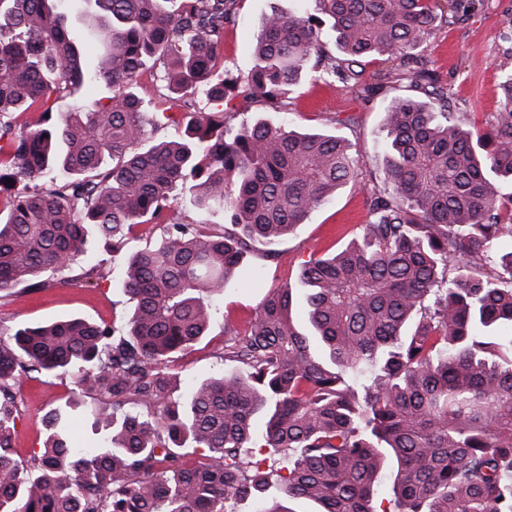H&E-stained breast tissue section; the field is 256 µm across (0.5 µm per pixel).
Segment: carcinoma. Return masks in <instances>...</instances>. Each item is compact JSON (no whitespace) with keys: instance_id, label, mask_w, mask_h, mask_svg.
I'll return each mask as SVG.
<instances>
[{"instance_id":"cac0c4a2","label":"carcinoma","mask_w":512,"mask_h":512,"mask_svg":"<svg viewBox=\"0 0 512 512\" xmlns=\"http://www.w3.org/2000/svg\"><path fill=\"white\" fill-rule=\"evenodd\" d=\"M0 0V290L58 280L93 238L119 253L142 225L160 235L120 266L125 324L83 318L0 336V512H512V73L483 127L450 117L420 49L480 0H301L261 23L248 72L218 69L234 0ZM328 26L334 47L321 39ZM386 63L364 80V61ZM166 60L185 137L146 139L141 69ZM309 78L337 79L386 104L384 181L367 224L338 253L299 269L313 335L296 327L292 288L267 292L249 326L224 336L227 372L174 398L170 355L222 315L244 258L277 259L309 211L358 180L344 141L264 121L233 130L237 99L276 102ZM108 95L87 101L84 81ZM223 105L204 112L198 98ZM70 100L66 112L57 101ZM41 110L17 133L15 114ZM12 184H7V180ZM226 222L171 218L179 186ZM72 377L97 401L95 446L54 410L39 454L14 458L13 388L32 372ZM201 450L191 466L184 449ZM284 465L263 469L262 450ZM393 507L377 509L382 487Z\"/></svg>"}]
</instances>
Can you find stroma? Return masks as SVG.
Instances as JSON below:
<instances>
[{"label":"stroma","instance_id":"stroma-1","mask_svg":"<svg viewBox=\"0 0 512 512\" xmlns=\"http://www.w3.org/2000/svg\"><path fill=\"white\" fill-rule=\"evenodd\" d=\"M298 8L297 0H236L235 21L224 33L225 69L244 72L250 68L252 46L267 13L274 9L288 13ZM511 19L512 0H483L463 22L438 27L421 49L438 85L453 89L452 111L465 126L483 125L486 115L499 106L500 78L503 72L512 70V56L505 54L502 40L505 24ZM163 75L162 67L157 66L144 72L140 82L150 92L155 117L168 122L165 135L172 137L178 133L183 111L166 95ZM394 94V89L386 86L368 97L339 82L325 84L308 79L282 103L260 100L232 114L230 124L235 128L262 119L297 131L335 133L348 144L361 182L343 188L328 203L312 210L297 232L283 241L278 259L254 257L244 264L238 279L224 293L228 319L216 321L209 336L193 349L177 354L171 366L180 397H187L189 382L224 371L221 353L225 327L248 323L269 289L284 283L292 286L294 322L299 329L307 328L299 267L310 257L335 252L360 235L367 221L366 192L382 184V109ZM128 308L124 288L113 274L85 287L54 284L34 291L17 287L0 291V332L69 316L109 325L123 320ZM75 389L71 379L47 372L32 374L15 387L19 409L15 448L19 459L28 460L40 451L46 438V415L64 405Z\"/></svg>","mask_w":512,"mask_h":512}]
</instances>
